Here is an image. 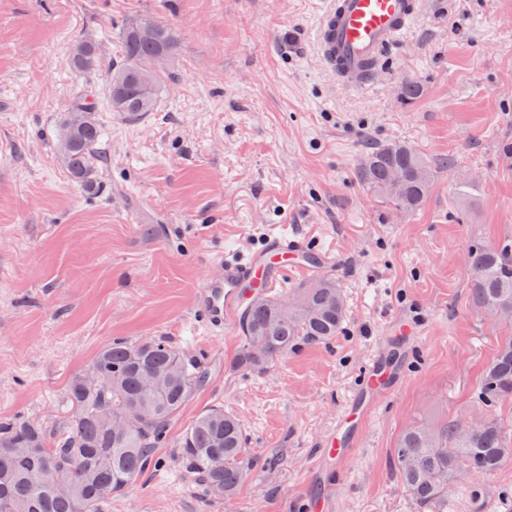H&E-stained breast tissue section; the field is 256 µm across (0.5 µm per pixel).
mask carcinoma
<instances>
[{
    "mask_svg": "<svg viewBox=\"0 0 512 512\" xmlns=\"http://www.w3.org/2000/svg\"><path fill=\"white\" fill-rule=\"evenodd\" d=\"M168 22L136 17L122 29L121 59L111 66L110 100L116 112H153L161 89L178 80L172 66L179 52ZM71 69L80 75L100 67L95 43L77 44ZM90 92L79 96L59 131L71 178L87 192L99 189L101 132ZM401 182L393 186L394 174ZM356 180L400 209L419 207L432 180V166L417 150L390 143L371 150ZM471 301L485 312L512 316V244L468 250ZM336 278L294 290L286 298L248 304L240 323V366L260 369L305 344L332 341L345 321ZM201 367L163 339L116 340L104 346L66 390L73 406L53 429L38 421L0 422V512H104L112 496L162 464L156 455L168 427L203 386ZM480 415L451 419L437 431L407 432L396 449L400 481L421 508L448 492L458 475L478 478L512 460V437L492 412L512 402V336L498 344L479 381ZM179 460L206 496L231 501L253 465L240 420L222 406L196 416L174 444Z\"/></svg>",
    "mask_w": 512,
    "mask_h": 512,
    "instance_id": "carcinoma-1",
    "label": "carcinoma"
}]
</instances>
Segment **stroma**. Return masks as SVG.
<instances>
[{
	"label": "stroma",
	"instance_id": "1",
	"mask_svg": "<svg viewBox=\"0 0 512 512\" xmlns=\"http://www.w3.org/2000/svg\"><path fill=\"white\" fill-rule=\"evenodd\" d=\"M374 84L348 90L315 30L330 0H0V420L56 425L70 380L115 339L162 338L207 382L172 422L235 414L254 459L232 504L208 500L174 459L109 512H421L394 465L402 434L476 411L481 374L512 320L474 308L470 245L512 241V0H420ZM150 16L181 34L178 81L136 125L113 112L107 72L91 76L108 162L89 194L56 144L84 81L69 55L93 41L106 64L119 32ZM415 98L402 95L405 85ZM430 160L429 194L405 212L360 185L374 147ZM270 232L329 251L347 300L341 333L250 370L240 331L210 335L194 295L207 262ZM415 336L399 383L325 483L320 439L370 359ZM448 483L428 512H512V464L482 484Z\"/></svg>",
	"mask_w": 512,
	"mask_h": 512
}]
</instances>
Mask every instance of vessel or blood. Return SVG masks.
Wrapping results in <instances>:
<instances>
[{"label":"vessel or blood","mask_w":512,"mask_h":512,"mask_svg":"<svg viewBox=\"0 0 512 512\" xmlns=\"http://www.w3.org/2000/svg\"><path fill=\"white\" fill-rule=\"evenodd\" d=\"M419 0H332L316 30L326 62L345 86L370 83L385 50L419 14ZM327 254L315 253L300 236L272 233L247 256L227 252L212 260L196 294V310L208 329L224 333L257 294L269 293L291 273L328 268ZM392 364L378 355L368 363L347 409L321 443L324 458L343 462L357 443L369 417L397 384Z\"/></svg>","instance_id":"obj_1"}]
</instances>
